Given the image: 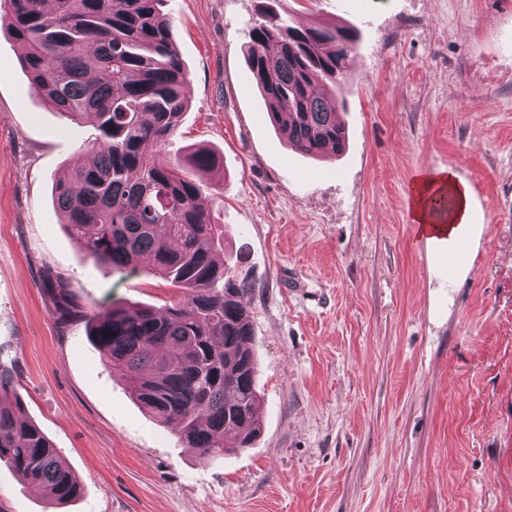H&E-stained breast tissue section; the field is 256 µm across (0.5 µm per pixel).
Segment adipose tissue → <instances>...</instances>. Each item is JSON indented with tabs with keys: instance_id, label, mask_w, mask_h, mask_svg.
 I'll list each match as a JSON object with an SVG mask.
<instances>
[{
	"instance_id": "adipose-tissue-1",
	"label": "adipose tissue",
	"mask_w": 512,
	"mask_h": 512,
	"mask_svg": "<svg viewBox=\"0 0 512 512\" xmlns=\"http://www.w3.org/2000/svg\"><path fill=\"white\" fill-rule=\"evenodd\" d=\"M411 197L418 233L444 247L448 281L456 283L467 275L472 252L482 233L481 225L468 221V187L450 171L423 173L415 179Z\"/></svg>"
}]
</instances>
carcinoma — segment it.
I'll return each mask as SVG.
<instances>
[{"label": "carcinoma", "mask_w": 512, "mask_h": 512, "mask_svg": "<svg viewBox=\"0 0 512 512\" xmlns=\"http://www.w3.org/2000/svg\"><path fill=\"white\" fill-rule=\"evenodd\" d=\"M166 2L4 0L0 29L19 46L44 104L98 132L52 193L82 258L122 277L147 258L155 275L181 291L160 309L95 312L48 273L57 321L91 325L103 363L132 398L202 457L219 460L231 448L250 447L260 432L252 285L224 266V227L187 176L219 171L214 153L199 146L169 157L188 107V73ZM354 42L347 28L294 27L275 11L248 31L246 62L269 117L304 155L346 148L339 108ZM12 391L14 375L0 366V462L57 509L77 499L82 484L19 397L4 400Z\"/></svg>", "instance_id": "obj_1"}]
</instances>
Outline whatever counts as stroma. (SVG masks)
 Wrapping results in <instances>:
<instances>
[{
    "label": "stroma",
    "instance_id": "35a3bbf8",
    "mask_svg": "<svg viewBox=\"0 0 512 512\" xmlns=\"http://www.w3.org/2000/svg\"><path fill=\"white\" fill-rule=\"evenodd\" d=\"M291 24L354 30L347 147L313 159L270 122L242 47L258 0H168L189 101L174 148L247 273L260 433L206 460L132 399L84 323L61 326L43 280L85 306L161 308L179 291L81 259L51 191L88 127L49 112L0 31V365L84 486L62 512H512V0H275ZM452 170L479 249L449 284L409 188ZM0 512H47L0 464Z\"/></svg>",
    "mask_w": 512,
    "mask_h": 512
}]
</instances>
